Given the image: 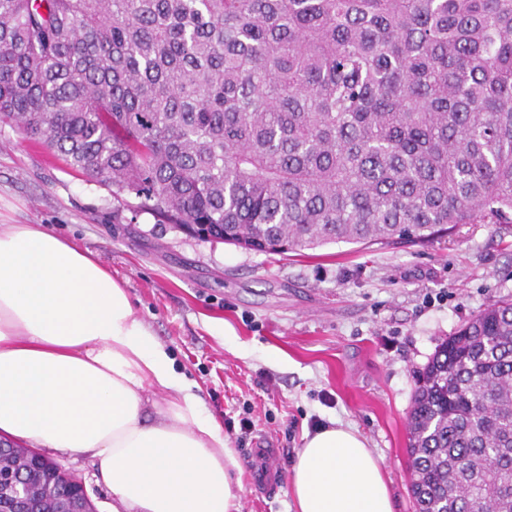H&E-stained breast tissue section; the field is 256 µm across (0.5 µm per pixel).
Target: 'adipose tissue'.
I'll use <instances>...</instances> for the list:
<instances>
[{"instance_id": "ef3b65f1", "label": "adipose tissue", "mask_w": 512, "mask_h": 512, "mask_svg": "<svg viewBox=\"0 0 512 512\" xmlns=\"http://www.w3.org/2000/svg\"><path fill=\"white\" fill-rule=\"evenodd\" d=\"M0 438L93 453L125 512H241L222 424L97 257L36 224H0ZM297 512H393L353 427L306 435Z\"/></svg>"}]
</instances>
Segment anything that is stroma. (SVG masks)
<instances>
[{"label": "stroma", "instance_id": "35a3bbf8", "mask_svg": "<svg viewBox=\"0 0 512 512\" xmlns=\"http://www.w3.org/2000/svg\"><path fill=\"white\" fill-rule=\"evenodd\" d=\"M0 224L76 242L126 288L223 425L242 468L241 512H294L290 474L315 420L358 428L383 460L394 512H416L407 419L418 378L444 340L512 296V224H461L424 245L258 253L156 223L8 127ZM46 455L82 480L96 512H112L92 453Z\"/></svg>", "mask_w": 512, "mask_h": 512}]
</instances>
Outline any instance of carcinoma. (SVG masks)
I'll use <instances>...</instances> for the list:
<instances>
[{"instance_id": "cac0c4a2", "label": "carcinoma", "mask_w": 512, "mask_h": 512, "mask_svg": "<svg viewBox=\"0 0 512 512\" xmlns=\"http://www.w3.org/2000/svg\"><path fill=\"white\" fill-rule=\"evenodd\" d=\"M0 125L159 224L267 254L512 224V0H0ZM417 512H512V299L434 353ZM0 446L34 512L68 497Z\"/></svg>"}]
</instances>
